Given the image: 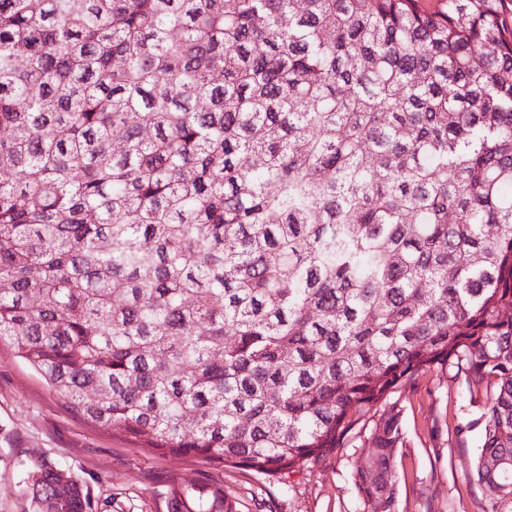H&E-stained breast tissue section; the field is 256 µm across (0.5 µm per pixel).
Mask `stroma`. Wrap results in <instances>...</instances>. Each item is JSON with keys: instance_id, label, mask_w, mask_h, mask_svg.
<instances>
[{"instance_id": "1", "label": "stroma", "mask_w": 512, "mask_h": 512, "mask_svg": "<svg viewBox=\"0 0 512 512\" xmlns=\"http://www.w3.org/2000/svg\"><path fill=\"white\" fill-rule=\"evenodd\" d=\"M396 397L405 436L396 456L398 512H512L511 500L489 496L471 478L481 433L458 431L475 414L463 377L427 368ZM370 451L361 436L300 474L232 466L207 471L193 459L158 455L85 422L9 343H0V512H25V467L38 459L78 476L95 512H167L172 482L205 475L239 512H364L352 471Z\"/></svg>"}]
</instances>
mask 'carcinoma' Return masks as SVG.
I'll list each match as a JSON object with an SVG mask.
<instances>
[{"label": "carcinoma", "mask_w": 512, "mask_h": 512, "mask_svg": "<svg viewBox=\"0 0 512 512\" xmlns=\"http://www.w3.org/2000/svg\"><path fill=\"white\" fill-rule=\"evenodd\" d=\"M76 415L396 512L426 367L512 499V0H0V342ZM30 464L27 512H93ZM169 512H238L203 478Z\"/></svg>", "instance_id": "cac0c4a2"}]
</instances>
